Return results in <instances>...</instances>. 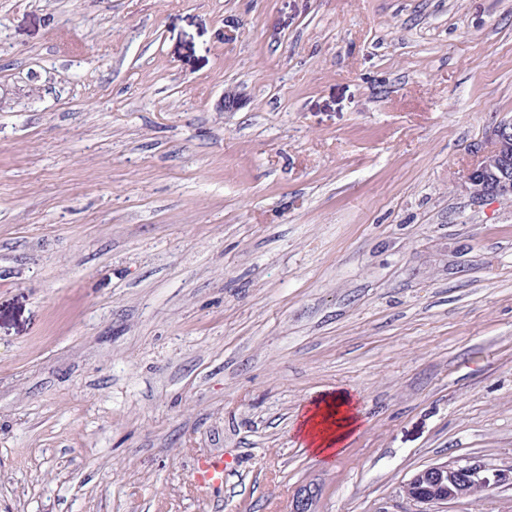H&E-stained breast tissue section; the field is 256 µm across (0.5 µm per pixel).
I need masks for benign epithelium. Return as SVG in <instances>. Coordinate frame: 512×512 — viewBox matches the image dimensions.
<instances>
[{"mask_svg": "<svg viewBox=\"0 0 512 512\" xmlns=\"http://www.w3.org/2000/svg\"><path fill=\"white\" fill-rule=\"evenodd\" d=\"M492 147L472 168L461 191L475 204L512 199V118L496 122L490 131ZM512 487V467L499 469L466 458L434 463L415 472L404 484L416 512H435L436 505L473 498L500 486Z\"/></svg>", "mask_w": 512, "mask_h": 512, "instance_id": "7a95c632", "label": "benign epithelium"}]
</instances>
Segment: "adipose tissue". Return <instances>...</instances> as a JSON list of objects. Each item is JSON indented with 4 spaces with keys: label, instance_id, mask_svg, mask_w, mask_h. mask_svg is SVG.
I'll use <instances>...</instances> for the list:
<instances>
[{
    "label": "adipose tissue",
    "instance_id": "ef3b65f1",
    "mask_svg": "<svg viewBox=\"0 0 512 512\" xmlns=\"http://www.w3.org/2000/svg\"><path fill=\"white\" fill-rule=\"evenodd\" d=\"M358 421L351 396L339 393L308 407L298 430L311 453L327 459L343 450L358 431Z\"/></svg>",
    "mask_w": 512,
    "mask_h": 512
}]
</instances>
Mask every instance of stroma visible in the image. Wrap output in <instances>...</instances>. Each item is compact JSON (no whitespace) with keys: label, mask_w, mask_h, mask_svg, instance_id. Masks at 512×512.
I'll return each instance as SVG.
<instances>
[{"label":"stroma","mask_w":512,"mask_h":512,"mask_svg":"<svg viewBox=\"0 0 512 512\" xmlns=\"http://www.w3.org/2000/svg\"><path fill=\"white\" fill-rule=\"evenodd\" d=\"M510 117L512 0H0V512H412L511 466L512 202L460 190ZM354 409L348 393H336L308 407L298 426L307 449L323 459L341 452L360 427ZM196 472V481L199 487L222 485L224 483V460H202L198 464ZM512 487V467L499 469L466 458L434 463L415 472L404 484L407 499L419 508L416 512H435L436 505L473 498L500 486Z\"/></svg>","instance_id":"stroma-1"}]
</instances>
